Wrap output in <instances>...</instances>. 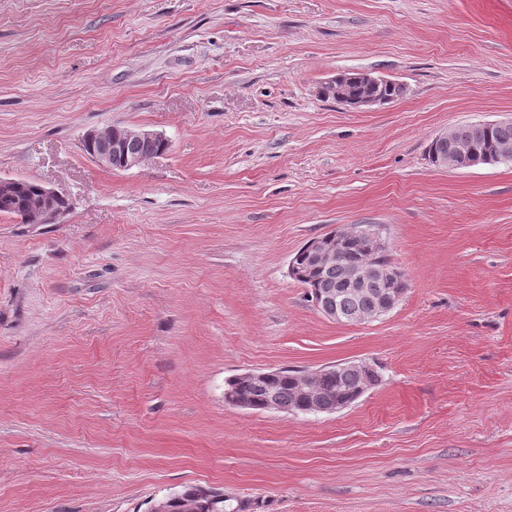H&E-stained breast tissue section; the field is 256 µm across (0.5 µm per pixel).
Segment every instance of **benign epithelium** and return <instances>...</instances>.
Here are the masks:
<instances>
[{
    "label": "benign epithelium",
    "mask_w": 512,
    "mask_h": 512,
    "mask_svg": "<svg viewBox=\"0 0 512 512\" xmlns=\"http://www.w3.org/2000/svg\"><path fill=\"white\" fill-rule=\"evenodd\" d=\"M163 136L159 133L128 126H112L106 130L93 129L84 135V141L92 143L101 141L108 145V151L95 154L92 159L101 166L110 168L112 163L130 170L140 166L153 157L151 147ZM60 196L43 187L38 205L52 221L57 217L56 203ZM337 236L326 249L318 243L310 247L312 261L318 267L340 266L343 269V280L354 296L369 291V285L377 282L384 285L374 308L367 315H347L337 307L338 291L334 288H316L315 308L327 319L335 322L368 321L377 319L392 311L401 301L406 290L403 272L394 265L381 264L378 256L386 251V246L378 224H352L336 227ZM360 250L359 260L347 261L349 252ZM321 371L312 370L303 373L297 380L296 388L299 395L309 402L320 404L319 411L333 414L346 405L336 402V394L324 389L318 382Z\"/></svg>",
    "instance_id": "7a95c632"
}]
</instances>
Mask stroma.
Wrapping results in <instances>:
<instances>
[{
	"label": "stroma",
	"instance_id": "obj_1",
	"mask_svg": "<svg viewBox=\"0 0 512 512\" xmlns=\"http://www.w3.org/2000/svg\"><path fill=\"white\" fill-rule=\"evenodd\" d=\"M405 85L354 110L324 82ZM512 115V0H0V512H512V163L441 170V129ZM112 125L170 148L128 171ZM378 224L398 306L337 323L288 262ZM376 365L339 412L229 406L249 369ZM164 139L161 134L148 130L128 126H112L106 130L87 131L83 138L87 143L97 140L106 143L108 151L93 154L99 145L95 144L91 147L84 145L83 142L82 150L89 157L93 155L92 159L101 166L112 169V162H116L119 168L130 170L139 167L147 159L153 158L151 149L158 154L166 153L169 143L155 144ZM119 168L116 167L114 170H120ZM39 187L38 183L19 180L15 191L11 195H0V214L20 218L22 224H49L45 222L42 211L48 221H53L58 212L56 203L62 197L43 187L38 202ZM189 488L180 494L173 495L164 501L169 512H244L250 510L252 503L236 498L224 497V494L210 491L198 493Z\"/></svg>",
	"mask_w": 512,
	"mask_h": 512
}]
</instances>
